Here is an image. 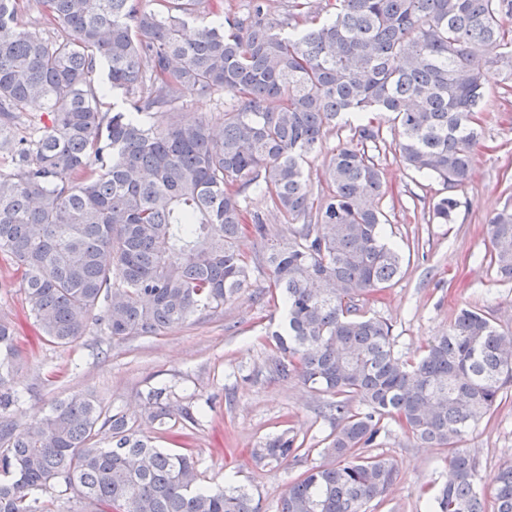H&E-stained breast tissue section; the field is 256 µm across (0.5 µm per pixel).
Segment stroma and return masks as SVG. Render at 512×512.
Returning a JSON list of instances; mask_svg holds the SVG:
<instances>
[{
	"label": "stroma",
	"mask_w": 512,
	"mask_h": 512,
	"mask_svg": "<svg viewBox=\"0 0 512 512\" xmlns=\"http://www.w3.org/2000/svg\"><path fill=\"white\" fill-rule=\"evenodd\" d=\"M501 92L495 83L487 89L483 143L474 153L468 182L457 191L461 205L453 223L431 218L439 184L408 170L393 151L378 158L386 188L381 201L385 235L403 264L381 295L361 308L391 324L395 349L403 355L446 333L466 306L490 313L502 331L512 333V281L500 280L487 259V222L512 203V100L504 101ZM177 110L182 121L204 120L217 127L224 121V97L186 92ZM239 245L253 273L222 311L196 314L156 336L113 338L93 323L69 347L38 339L25 293L9 264L0 261V314L19 323L9 382L19 400L0 414L22 427L56 400L90 393L105 409L132 417L141 411V395L169 387L172 405L190 403L207 413L196 425L176 420L168 430L152 431L156 446L191 450L204 484L220 487L232 478L259 499L261 512H277L289 483L325 462L321 450L332 427L324 414L331 397L268 373L266 333L276 329L281 313L269 292L262 244L246 236ZM284 431L302 443L303 457L277 467L256 463L252 449ZM467 446L485 494L484 512H494L491 490L504 462L512 460V398L478 423ZM366 453L400 466L388 494L370 502L367 512H429L425 489L441 482L447 450L428 447L391 423Z\"/></svg>",
	"instance_id": "stroma-1"
}]
</instances>
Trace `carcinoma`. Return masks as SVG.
Returning <instances> with one entry per match:
<instances>
[{"label": "carcinoma", "instance_id": "obj_1", "mask_svg": "<svg viewBox=\"0 0 512 512\" xmlns=\"http://www.w3.org/2000/svg\"><path fill=\"white\" fill-rule=\"evenodd\" d=\"M0 0V253L20 274L29 315L50 343L71 346L90 321L114 338L156 335L202 311L216 312L248 284L240 238L260 240L284 309L269 372L298 378L336 400L333 429L313 466L289 484L279 512H366L399 474L364 456L390 419L424 443L448 449L431 512H483L467 436L512 385V335L479 309L460 310L448 332L417 357L394 349L392 327L360 312L401 272L383 240L380 125L391 117L394 151L442 186L432 206L450 224L460 201L446 191L469 179L492 79L512 90V0H291L289 29L257 0L244 14L184 29L199 0ZM36 11L54 35L32 33ZM504 46L496 61L479 48ZM127 107L102 111L110 93ZM229 97L224 125L178 119L180 93ZM46 113L31 115L33 108ZM353 134L330 158L328 189L313 198L304 164L342 125ZM264 197L289 224L288 246L259 214ZM489 264L512 281V208L488 223ZM15 329L0 316V409ZM358 408L349 407V401ZM204 411L171 409L152 389L142 420ZM284 431L253 449L256 462L298 456ZM58 491L95 512H259L244 487L200 483L193 456L157 448L125 416L91 395L54 403L19 429L0 421V512H50ZM495 512H512V466L492 489Z\"/></svg>", "mask_w": 512, "mask_h": 512}]
</instances>
